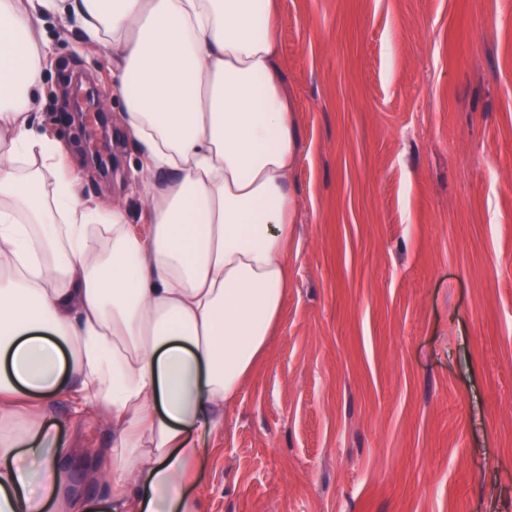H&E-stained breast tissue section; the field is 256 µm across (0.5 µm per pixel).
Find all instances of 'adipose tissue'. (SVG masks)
<instances>
[{
	"instance_id": "adipose-tissue-1",
	"label": "adipose tissue",
	"mask_w": 512,
	"mask_h": 512,
	"mask_svg": "<svg viewBox=\"0 0 512 512\" xmlns=\"http://www.w3.org/2000/svg\"><path fill=\"white\" fill-rule=\"evenodd\" d=\"M68 14L112 58L142 155L144 226L94 203L33 128ZM279 0H0V512H46L68 483L54 400L98 408L107 512H201V426L223 430L288 294L298 146Z\"/></svg>"
}]
</instances>
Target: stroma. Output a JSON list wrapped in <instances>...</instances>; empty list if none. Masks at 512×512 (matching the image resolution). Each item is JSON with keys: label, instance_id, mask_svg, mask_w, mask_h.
Returning a JSON list of instances; mask_svg holds the SVG:
<instances>
[{"label": "stroma", "instance_id": "obj_1", "mask_svg": "<svg viewBox=\"0 0 512 512\" xmlns=\"http://www.w3.org/2000/svg\"><path fill=\"white\" fill-rule=\"evenodd\" d=\"M35 129L141 221L112 61L47 16ZM300 200L267 356L202 450V512H512V0H280ZM96 88L112 150L64 118ZM87 480L112 431L55 402Z\"/></svg>", "mask_w": 512, "mask_h": 512}]
</instances>
